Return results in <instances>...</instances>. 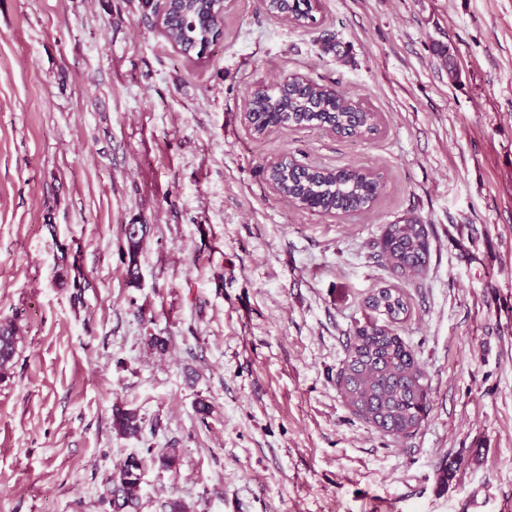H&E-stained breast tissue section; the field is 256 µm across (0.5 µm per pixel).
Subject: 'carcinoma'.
<instances>
[{
    "instance_id": "obj_1",
    "label": "carcinoma",
    "mask_w": 512,
    "mask_h": 512,
    "mask_svg": "<svg viewBox=\"0 0 512 512\" xmlns=\"http://www.w3.org/2000/svg\"><path fill=\"white\" fill-rule=\"evenodd\" d=\"M143 9L156 18L162 35L185 57L201 58L222 34L224 13L215 0H142ZM270 14L299 26L317 22L310 0H271ZM246 118L255 134L280 128L332 127L343 137L369 139L380 131L377 113L343 94L297 76L267 88L248 99ZM274 189L301 209L317 208L324 213L350 216L370 209L385 189L382 176L359 167L330 169L280 163L268 170ZM123 263L130 283L138 281L144 238L125 236ZM382 255L398 278L417 276L426 268L431 243L425 227L416 219L388 225L381 238ZM364 321L357 322L346 356L337 373L336 385L352 413L379 431L396 437H410L429 414V383L413 350L394 326L409 316L405 293L394 287L375 289L365 301ZM384 315L387 323H378ZM19 328L0 323V376L14 365ZM112 426L121 435L141 432L136 411L115 407ZM142 459L126 458L118 481L109 489L112 512H134L138 506Z\"/></svg>"
}]
</instances>
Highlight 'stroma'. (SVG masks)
I'll use <instances>...</instances> for the list:
<instances>
[{
    "label": "stroma",
    "mask_w": 512,
    "mask_h": 512,
    "mask_svg": "<svg viewBox=\"0 0 512 512\" xmlns=\"http://www.w3.org/2000/svg\"><path fill=\"white\" fill-rule=\"evenodd\" d=\"M317 18L235 0L197 60L141 0H0V322L21 336L0 512H112L131 455L138 512H512V0H321ZM291 74L380 113V134H254L248 96ZM284 157L386 187L368 212L314 214L269 184ZM411 217L431 252L401 280L376 244ZM126 224L150 229L135 284ZM384 286L408 297L397 332L430 385L408 438L336 386ZM116 404L139 436L113 430ZM142 459L136 455L126 458L118 474V482L109 489L113 512H132L138 506L141 483Z\"/></svg>",
    "instance_id": "obj_1"
}]
</instances>
